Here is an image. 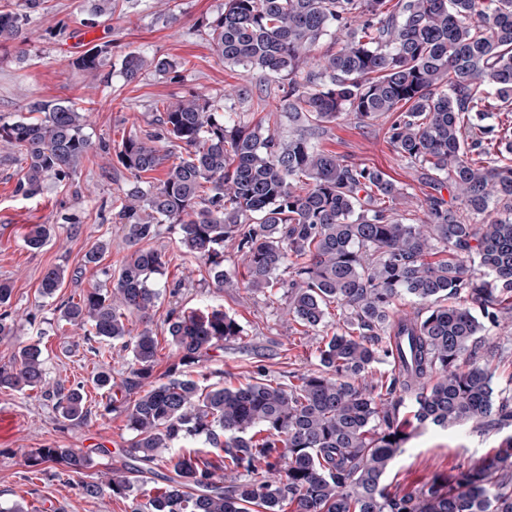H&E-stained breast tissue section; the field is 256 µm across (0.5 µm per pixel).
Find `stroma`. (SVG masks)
<instances>
[{"mask_svg": "<svg viewBox=\"0 0 512 512\" xmlns=\"http://www.w3.org/2000/svg\"><path fill=\"white\" fill-rule=\"evenodd\" d=\"M88 5V0H46L44 10L32 18L26 50L0 49V119L26 115L36 100L68 98L87 113L85 132L93 146L72 179L47 181L33 197L16 190L17 160L0 158V282L11 284L10 306L17 314L14 335L0 339V365L21 347L39 345L50 381L82 384L89 410L83 422H69L39 391L0 390V512L16 505L23 512H132L131 499L108 491L91 500L80 493L76 481L35 474L27 465L29 453L38 448H84L95 453L84 478L99 480L123 466L122 450L133 437L125 412L106 409L107 399L92 381L100 360L91 350L87 330L64 321L57 307L73 293L92 288L100 280V268H118L126 255L112 219V202L128 188L129 176L113 172L109 149L181 96L195 91L220 95L228 84L253 94L259 86L258 75L224 66L197 33L202 20L223 9L224 0H139L126 17H95ZM171 11L175 21L160 22V15ZM104 43L112 46L111 60L97 76L73 67L76 57ZM135 50L175 61V76L148 71L126 83L112 62ZM388 127L382 119L368 125L339 120L327 124L320 146L399 181L405 195L398 208L405 214L420 209L428 189L389 143ZM35 224L53 227L50 241L37 250L26 242ZM99 245L104 248L99 268H82L84 254ZM151 246L173 256L155 282L160 297L150 322L158 341L153 380H164L176 357L167 332L174 307H218L243 327L242 340L225 344L220 356L200 363V371L211 374L213 381L245 383L259 369L279 381L291 372L317 369L316 348L335 331V324L302 332L283 300L242 286L233 292L216 288L203 263L176 256L174 234L163 233ZM52 268L65 270L67 278L56 296L48 298L40 284ZM77 270L82 273L78 279L73 276ZM503 437L495 429L426 431L405 444L386 480L395 487H412L463 458L484 455Z\"/></svg>", "mask_w": 512, "mask_h": 512, "instance_id": "35a3bbf8", "label": "stroma"}]
</instances>
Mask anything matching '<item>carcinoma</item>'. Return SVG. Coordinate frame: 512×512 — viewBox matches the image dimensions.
<instances>
[{
    "mask_svg": "<svg viewBox=\"0 0 512 512\" xmlns=\"http://www.w3.org/2000/svg\"><path fill=\"white\" fill-rule=\"evenodd\" d=\"M136 2L91 0V10L124 15ZM42 3L0 9V46L30 41L27 25ZM200 32L224 65L261 75L250 107L272 99L279 111L251 127L230 105L236 87L224 88L222 107L193 92L115 149L132 179L113 213L128 253L117 272L101 270L98 286L61 307L69 324L91 327L95 356L127 352L121 384L104 366L93 382L108 394L105 408L124 405L134 438L123 449L126 471L79 481L81 494L128 496L131 475L149 474L154 486L132 512H512V435L408 489L385 482L404 444L429 427H512V392L495 390V369L475 350L512 318V160L501 159L512 140L484 123L491 97L512 112V0H224ZM111 53L103 44L75 67L95 76ZM174 68L130 51L119 73L129 84ZM28 112L0 121V146L23 156L17 191L25 196L74 175L92 149L87 116L71 101H33ZM285 114L296 128L283 138L271 125ZM379 118L434 190L410 222L397 208L403 186L319 146L327 123ZM175 150L178 162L165 166ZM163 166V178L148 180ZM445 188L460 205L448 203ZM163 224L220 289L239 287L224 269L230 244L247 288L282 293L304 327L325 326L330 306L339 307L342 324L319 348L318 368L289 384L260 369L236 387L210 384L204 373L196 380L194 368L243 329L222 309L174 308L177 360L165 381L151 380L153 281L169 255L143 243ZM49 236V225L35 224L27 245L39 249ZM63 282V270H48L42 294L55 296ZM11 294L0 283V339L15 329ZM402 296L411 310H398ZM133 317L143 328L128 340ZM384 361L394 373L366 380ZM0 389L38 390L70 422L88 414L83 386L49 385L37 344L0 366ZM123 392L135 398L119 399ZM28 463L73 477L93 458L39 448Z\"/></svg>",
    "mask_w": 512,
    "mask_h": 512,
    "instance_id": "cac0c4a2",
    "label": "carcinoma"
}]
</instances>
